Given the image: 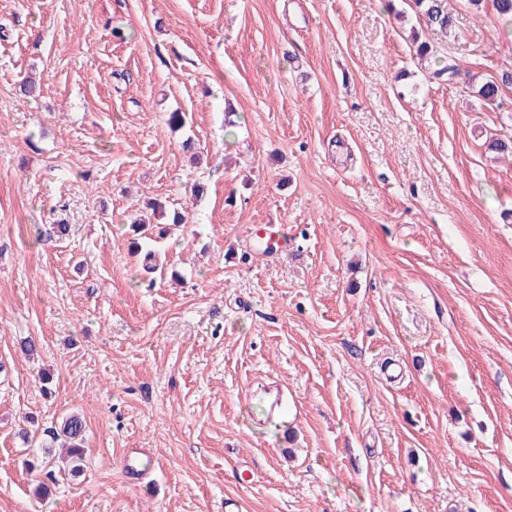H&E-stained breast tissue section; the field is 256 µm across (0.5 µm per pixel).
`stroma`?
<instances>
[{
	"label": "stroma",
	"mask_w": 512,
	"mask_h": 512,
	"mask_svg": "<svg viewBox=\"0 0 512 512\" xmlns=\"http://www.w3.org/2000/svg\"><path fill=\"white\" fill-rule=\"evenodd\" d=\"M447 4L0 0V512H512V87L436 74L512 31ZM413 2L420 9L427 26L437 27L442 31L448 30L451 26L452 19L444 0H414ZM512 85V71L502 72L498 76H490L477 89V94L485 105L493 107L502 86ZM85 425L83 420L76 416L71 415L62 420L58 429L50 430L53 441L61 440L62 446L69 448L73 462L78 463L82 460L81 442L83 441Z\"/></svg>",
	"instance_id": "stroma-1"
}]
</instances>
